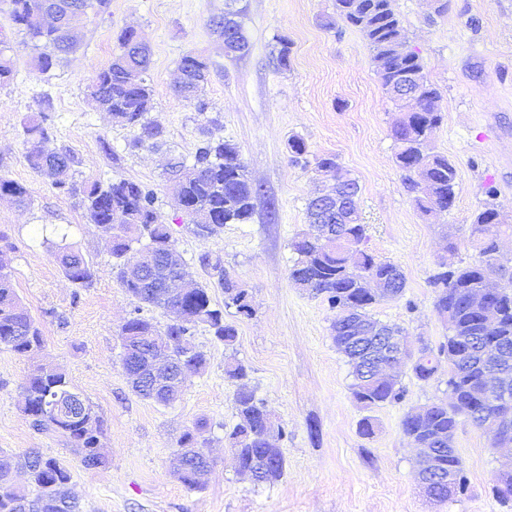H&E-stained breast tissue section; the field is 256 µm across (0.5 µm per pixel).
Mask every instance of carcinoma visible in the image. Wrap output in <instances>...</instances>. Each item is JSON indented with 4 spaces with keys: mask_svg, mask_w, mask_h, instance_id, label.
Masks as SVG:
<instances>
[{
    "mask_svg": "<svg viewBox=\"0 0 512 512\" xmlns=\"http://www.w3.org/2000/svg\"><path fill=\"white\" fill-rule=\"evenodd\" d=\"M13 23L35 41L38 69L49 72L60 60V55L75 48L70 37L68 20L52 12L50 0H9ZM336 11L348 25L358 29L371 49V61L383 90L401 104L416 102L421 111L409 121L397 123L392 129L395 144L394 160L402 172L407 191L413 196L416 207L426 216L445 209L455 201L457 171L447 156L433 152L425 138L441 124L443 113L438 90L425 79L418 54L408 50L396 55L393 49L407 43L406 31L395 8V0H336ZM137 33L124 30L117 36L121 53L112 59L109 67L86 87V95L100 109L111 114L121 126L137 127L139 135L133 145L144 139H157L161 131L145 121L151 108V90L145 74L150 64V50L146 45L131 46ZM193 70L182 78L177 96L192 100L197 98L202 82L206 81L208 66L199 57L192 59ZM401 73L418 76L415 92L404 99L396 94V77ZM26 159L30 168L53 178V186L75 198L85 211L88 223L114 232L117 243L112 245V255L122 260L127 254L139 255L148 266L147 274L153 281L162 282L176 273L185 288L183 302L188 307L187 316L179 323L166 327L167 342L158 344L154 336L157 327L148 319L135 316L120 329L121 343L136 339L146 354L151 350L168 352L177 367L196 371L206 364L203 352L192 342L193 330L199 325L208 326L217 339L232 346L237 339V329L224 320L223 309L212 303L208 285L199 282L186 269L176 271L156 262L158 253L174 247L168 225L158 222L154 193L134 181L126 179L100 181L79 180L73 170L74 158L50 146L51 138L44 121L27 119L23 122ZM294 162L308 164V148L298 137L288 140ZM179 178L174 182L175 196L187 206L184 214L195 226L201 237L219 233L226 224H244L253 213V198L257 188L249 178L239 150L228 141H206L198 147L194 161L187 166L178 163ZM426 180L431 192L422 194L418 181ZM7 195L18 204L27 200V190L22 185L0 179V196ZM342 207L348 210L347 223L337 225L338 239H327L317 234L321 205L313 198L307 204L309 230L295 238L290 247L297 255L290 278L296 287L322 298L336 310L332 337L337 349L348 359L352 368L351 390L355 400L366 410L398 401L402 390L393 379L380 381L364 369V363L347 344L345 314L349 311L368 326L376 325L371 309L381 302L401 296L406 288V278L397 265L383 260L365 247L366 225L359 213L360 186L348 179L336 187ZM498 209L487 203L478 210L472 224L468 225V238L478 251V260L468 264L451 265L432 276L430 285L435 292V309L445 316L448 323V340L438 349L423 346L419 356L411 362L413 374L420 380L432 379L439 370V357L448 360V386L455 389V402L451 406L429 404L409 411L401 421L403 432L417 448H432L436 439L445 436L454 440L460 423L465 417L476 427H482V417L477 409L486 400L490 374L502 373L512 381V258L501 255L497 242L502 228L512 230V224L503 225L498 219ZM148 243L135 249L133 244L142 237ZM55 260L66 277L78 284L91 282V264L79 252L67 245L52 244ZM200 266L209 279L224 289V306L235 307L237 313L253 315L251 302L241 301L243 291L224 268L220 254L206 251L199 256ZM118 278L125 291L137 300L160 308L153 286L132 282L126 278L124 267L118 268ZM369 278L382 281L384 291L370 293L364 287ZM494 281L505 283L495 301L504 313L502 326L497 333L499 340L493 344L485 338V331L478 315L472 311L467 299L482 292ZM0 345L25 355L30 347L43 345L41 331L21 302L12 283L10 261L0 255ZM508 347L507 356L496 354V348ZM55 386L72 389L66 373L58 367L39 366L26 378L22 410L39 430L65 435L72 450L87 468H100L108 464L109 454L104 447L102 424L99 430L90 431L83 423L68 414L55 415L43 410L50 390ZM239 422L227 435L229 448L244 455L263 454L261 440L262 420L270 417L264 403L253 390L241 385L235 395ZM207 424L198 422L185 431L178 440L174 455L185 458L194 467L208 464ZM439 469L449 479L426 493L434 498H448V488L462 489L463 476L458 467L459 456L444 453L437 458ZM27 469L29 483L35 489L33 496L26 495L16 484L13 471ZM71 480L69 469L58 459L46 457L37 451L13 456L0 453V512H83L81 501L72 497L62 500V487ZM495 493L502 503L512 502V473L497 478Z\"/></svg>",
    "mask_w": 512,
    "mask_h": 512,
    "instance_id": "obj_1",
    "label": "carcinoma"
}]
</instances>
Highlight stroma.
<instances>
[{"label": "stroma", "instance_id": "stroma-1", "mask_svg": "<svg viewBox=\"0 0 512 512\" xmlns=\"http://www.w3.org/2000/svg\"><path fill=\"white\" fill-rule=\"evenodd\" d=\"M226 3L110 0L105 11L83 17L76 49L43 74L32 64L33 42L11 20L9 0H0V38L10 45L13 69L0 84V178L29 194L23 207L0 198V251L44 339L33 358L0 345V452L36 448L62 461L84 512H512L494 492L499 471L512 468V447L494 445L465 422L455 434L463 492L433 501L419 487L416 450L401 421L413 408L448 403L447 366L426 382L409 367L397 368L399 401L367 411L353 399L351 368L331 337L333 312L290 279V242L307 230V203L325 180L292 162L288 149L291 137H301L311 154L336 156L358 181L366 247L399 265L407 281L404 296L374 314L403 327L412 341L438 348L448 334L430 286L438 259L476 260L467 228L488 186L497 188L498 209L512 214V0H447L440 14L433 0H396L409 46L441 95L444 118L432 146L457 169L453 207L431 219L416 208L394 163L397 113L367 43L339 18L335 0H238L249 48L233 56L209 25ZM126 28L151 48L147 119L164 134L157 148L133 146L136 130L117 126L85 93L118 54L117 36ZM280 37L290 48L285 69L273 54ZM189 53L208 65L204 113L174 94L180 60ZM30 117L45 118L52 147L74 155L78 178H125L151 189L160 222L198 280L206 278L199 255L217 252L249 294L253 316L224 312L237 328L233 348L198 327L194 340L207 365L188 375L170 405L130 391L118 334L134 312L162 329L174 315L139 307L126 294L112 271L108 235L88 223L77 200L29 167L22 125ZM206 139L234 143L259 192L249 221L202 238L177 209L166 169L174 158L191 161ZM62 238L89 260L91 283H73L55 262L51 245ZM230 358L247 367L257 397L288 431L279 443L284 473L274 483L257 486L240 474L224 441L237 421V383L224 374ZM36 362L64 370L94 406L109 451L106 467H84L66 437L36 430L22 412V386ZM365 417L374 422L368 437L359 432ZM200 420L215 463L191 490L170 460L178 438Z\"/></svg>", "mask_w": 512, "mask_h": 512}]
</instances>
